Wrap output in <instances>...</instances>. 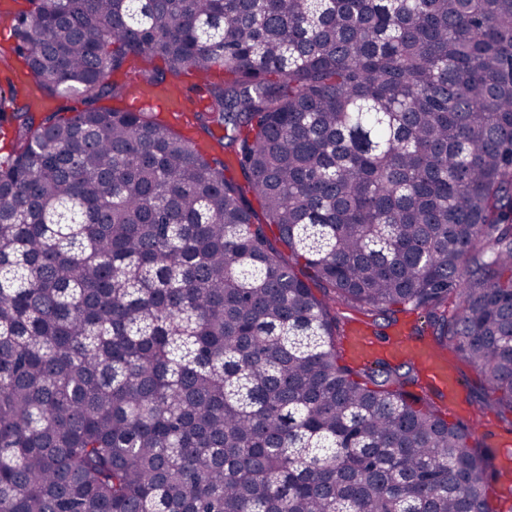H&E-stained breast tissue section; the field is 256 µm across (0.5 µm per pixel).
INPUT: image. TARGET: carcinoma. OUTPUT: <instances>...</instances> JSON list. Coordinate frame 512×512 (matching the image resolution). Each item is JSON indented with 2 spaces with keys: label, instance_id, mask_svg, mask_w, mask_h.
I'll return each mask as SVG.
<instances>
[{
  "label": "carcinoma",
  "instance_id": "1",
  "mask_svg": "<svg viewBox=\"0 0 512 512\" xmlns=\"http://www.w3.org/2000/svg\"><path fill=\"white\" fill-rule=\"evenodd\" d=\"M27 2L73 105L0 95V512H490L487 445L334 303L425 313L512 414V0ZM188 74L245 183L100 105Z\"/></svg>",
  "mask_w": 512,
  "mask_h": 512
}]
</instances>
